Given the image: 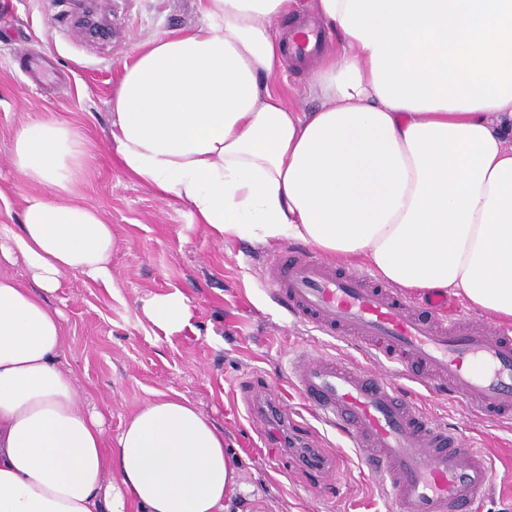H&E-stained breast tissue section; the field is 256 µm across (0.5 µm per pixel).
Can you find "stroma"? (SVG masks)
I'll use <instances>...</instances> for the list:
<instances>
[{
    "label": "stroma",
    "instance_id": "35a3bbf8",
    "mask_svg": "<svg viewBox=\"0 0 512 512\" xmlns=\"http://www.w3.org/2000/svg\"><path fill=\"white\" fill-rule=\"evenodd\" d=\"M70 0H0V224H18L29 196L43 186L25 180L12 164L20 125L54 120L71 126L86 149L77 198L96 204L111 224L113 288L65 275L55 302L64 312V362L77 373L89 403L105 414L109 433L158 393L190 399L217 427L240 460L239 480L260 499L240 496L232 512H389V493L335 429L299 409L288 435L339 459L340 479L324 481L303 470L293 453L272 461L279 427L251 408L258 393L282 386L295 350L323 352L364 362L355 345L293 326L266 292V262L281 246L247 240L220 243L192 223L187 206L168 202L129 177L111 147V101L120 68L156 34L199 25L198 0H112L120 38L90 43L75 37ZM27 49L48 56L68 77L66 88L47 93L12 66ZM311 68L283 59L271 83L303 111L317 109ZM180 289L190 300L197 332L165 337L143 315L153 295ZM425 414L466 430L476 448L496 461L491 491L480 512H512V420H479L447 396L419 388L411 393Z\"/></svg>",
    "mask_w": 512,
    "mask_h": 512
}]
</instances>
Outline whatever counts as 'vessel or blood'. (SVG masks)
Instances as JSON below:
<instances>
[{"label":"vessel or blood","mask_w":512,"mask_h":512,"mask_svg":"<svg viewBox=\"0 0 512 512\" xmlns=\"http://www.w3.org/2000/svg\"><path fill=\"white\" fill-rule=\"evenodd\" d=\"M324 41L299 32L293 53L313 59ZM271 297L295 324L357 345L365 368L299 352L286 384L332 423L389 491L391 512H474L494 480L491 459L421 412L406 380L448 393L473 414L512 417V330L448 314L445 297L413 304L394 287L292 247L266 266Z\"/></svg>","instance_id":"1"}]
</instances>
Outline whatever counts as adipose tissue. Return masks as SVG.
I'll use <instances>...</instances> for the list:
<instances>
[{"instance_id":"adipose-tissue-1","label":"adipose tissue","mask_w":512,"mask_h":512,"mask_svg":"<svg viewBox=\"0 0 512 512\" xmlns=\"http://www.w3.org/2000/svg\"><path fill=\"white\" fill-rule=\"evenodd\" d=\"M302 8L200 0L201 25L148 40L112 93L120 167L216 241H303L512 322V0H312L336 34L315 112L269 85L288 42L273 25ZM12 161L48 192L0 224V512H228L237 465L189 399L148 400L112 439L61 365L49 298L68 273L111 288L116 247L98 207L72 199L78 139L28 124ZM143 314L168 337L196 329L178 290Z\"/></svg>"}]
</instances>
